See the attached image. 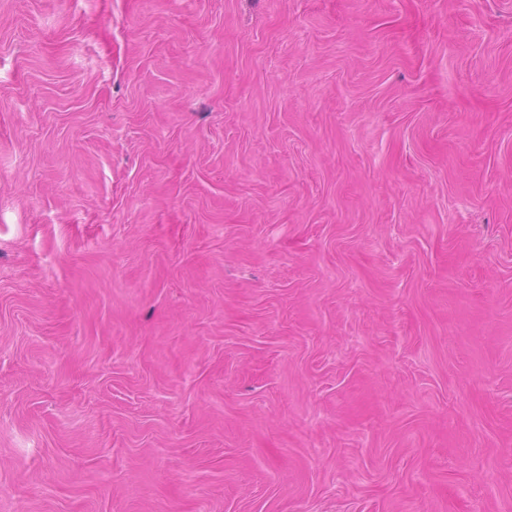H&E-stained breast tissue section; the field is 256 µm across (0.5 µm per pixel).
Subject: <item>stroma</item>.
<instances>
[{
  "label": "stroma",
  "instance_id": "stroma-1",
  "mask_svg": "<svg viewBox=\"0 0 512 512\" xmlns=\"http://www.w3.org/2000/svg\"><path fill=\"white\" fill-rule=\"evenodd\" d=\"M0 512H512V0H0Z\"/></svg>",
  "mask_w": 512,
  "mask_h": 512
}]
</instances>
